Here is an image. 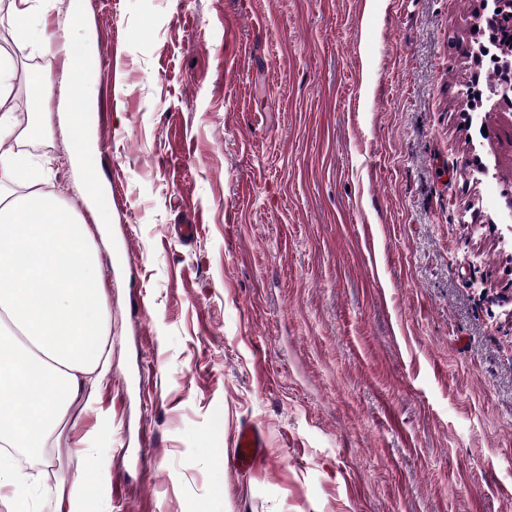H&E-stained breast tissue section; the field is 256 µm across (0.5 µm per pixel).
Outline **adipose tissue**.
<instances>
[{
    "label": "adipose tissue",
    "mask_w": 512,
    "mask_h": 512,
    "mask_svg": "<svg viewBox=\"0 0 512 512\" xmlns=\"http://www.w3.org/2000/svg\"><path fill=\"white\" fill-rule=\"evenodd\" d=\"M12 56L0 53V143L27 132L5 110ZM0 490L12 512H33L34 484L9 456L40 454L94 402L109 371L100 342L109 303L87 225L35 189L0 206Z\"/></svg>",
    "instance_id": "obj_1"
}]
</instances>
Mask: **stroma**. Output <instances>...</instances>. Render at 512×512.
<instances>
[{"mask_svg":"<svg viewBox=\"0 0 512 512\" xmlns=\"http://www.w3.org/2000/svg\"><path fill=\"white\" fill-rule=\"evenodd\" d=\"M482 5L0 12V35H56L14 52L10 111L36 67L91 89L29 114L0 196L38 181L108 246L109 375L32 467L36 512H66L60 479L89 512H512V128L461 104ZM245 421L267 444L247 472ZM265 446V435L251 422L240 425L234 440V463L238 469H251L260 459Z\"/></svg>","mask_w":512,"mask_h":512,"instance_id":"35a3bbf8","label":"stroma"}]
</instances>
